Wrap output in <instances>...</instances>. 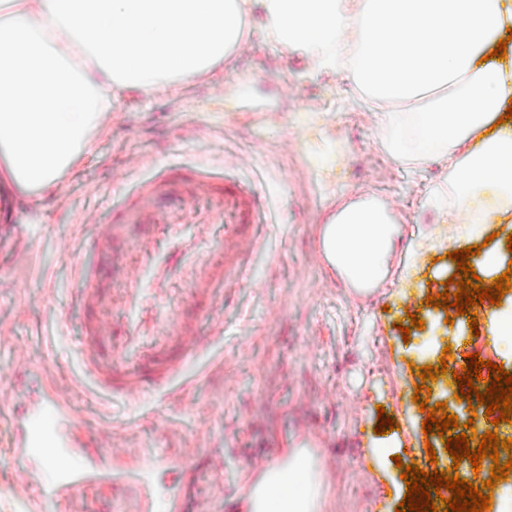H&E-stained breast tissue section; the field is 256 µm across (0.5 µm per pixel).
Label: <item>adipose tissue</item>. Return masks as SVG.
I'll list each match as a JSON object with an SVG mask.
<instances>
[{
	"label": "adipose tissue",
	"instance_id": "obj_1",
	"mask_svg": "<svg viewBox=\"0 0 512 512\" xmlns=\"http://www.w3.org/2000/svg\"><path fill=\"white\" fill-rule=\"evenodd\" d=\"M256 8L264 41L367 91L395 159H440L445 222L465 223L482 199L512 210V123L500 119L512 61L485 60L512 29V0H0V171L25 196L57 191L106 132L113 96L212 73ZM420 99L419 111L393 108ZM396 236L390 213L343 206L337 267L380 282ZM320 509L311 460L290 453L263 512Z\"/></svg>",
	"mask_w": 512,
	"mask_h": 512
}]
</instances>
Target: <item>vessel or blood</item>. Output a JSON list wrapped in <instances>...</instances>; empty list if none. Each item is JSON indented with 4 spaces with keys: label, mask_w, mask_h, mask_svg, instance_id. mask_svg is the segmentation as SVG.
Segmentation results:
<instances>
[{
    "label": "vessel or blood",
    "mask_w": 512,
    "mask_h": 512,
    "mask_svg": "<svg viewBox=\"0 0 512 512\" xmlns=\"http://www.w3.org/2000/svg\"><path fill=\"white\" fill-rule=\"evenodd\" d=\"M206 197L219 210L231 212L233 222L224 226V245L203 251L199 240L179 234L178 224L168 214L179 211L191 200ZM258 208V197L245 184L218 181L194 165L168 167L138 188L134 199L113 209L112 219L95 225L86 240V252L102 258L107 284L83 283L75 292V307L82 317L81 354L86 374L104 390H113L135 403L155 390V369L170 361L172 378L182 377L186 367L209 344L193 323L191 310L209 308L215 302L214 289L224 284L249 282V267L242 255L263 251L260 238L248 235ZM180 266L185 290V310L174 317L147 314L146 304L154 291L166 287L173 266ZM73 415L56 394L33 396L14 423L13 452L24 460L41 456L45 465L15 471L19 490L40 485L57 499L73 490L98 485L112 488V497L102 512H130L125 484H133L140 503L163 494L168 512H178L181 490L170 483L159 486L160 475L191 467L190 456L148 458L141 449L118 442L92 449L76 437L54 431L55 423L72 421ZM123 459L139 463L129 477L112 473V463ZM287 458L261 459L257 482L245 496L259 505L262 477L287 468Z\"/></svg>",
    "instance_id": "vessel-or-blood-1"
}]
</instances>
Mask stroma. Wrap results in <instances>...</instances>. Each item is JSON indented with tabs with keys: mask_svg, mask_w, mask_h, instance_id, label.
Returning a JSON list of instances; mask_svg holds the SVG:
<instances>
[{
	"mask_svg": "<svg viewBox=\"0 0 512 512\" xmlns=\"http://www.w3.org/2000/svg\"><path fill=\"white\" fill-rule=\"evenodd\" d=\"M372 107L346 76L255 37L219 78L184 79L176 95H117L106 133L58 193L23 199L11 223H0V374L21 365L28 394L68 397L78 420L65 430L88 446L108 430L149 457L194 452V469L179 477L185 512L199 501L210 512H238L254 455H283L311 423L332 467L321 488L324 512H395L406 493L402 465L429 456L413 400L423 367L438 366L447 350L457 365L476 353L512 369L497 323L512 315V290L479 307L474 328L467 316L426 303L453 277L450 254L460 246L485 245L499 255L500 271L511 268L512 220L470 225L456 243L429 206L446 170L434 157L417 168L395 162ZM194 163L257 190L262 206L251 232L264 250L251 258L253 286H225L216 309L197 313L213 342L189 364L181 404L151 396L133 406L83 373L74 293L76 267L91 262L85 218L110 220L132 192L124 178L131 167L143 181L157 165ZM367 197L395 213L400 234L385 281L362 298L319 262L315 247L338 203ZM62 238L71 253L58 251ZM415 316L423 329L412 328ZM217 323L223 332L215 336ZM9 389L0 383V512H15L12 420L25 405ZM215 406L222 416L212 415ZM382 411L396 423L385 435L375 432ZM109 494L79 490L57 502L27 492L42 512H98Z\"/></svg>",
	"mask_w": 512,
	"mask_h": 512,
	"instance_id": "obj_1",
	"label": "stroma"
}]
</instances>
